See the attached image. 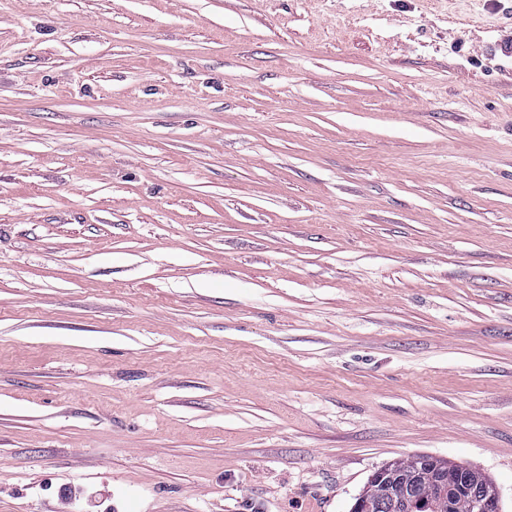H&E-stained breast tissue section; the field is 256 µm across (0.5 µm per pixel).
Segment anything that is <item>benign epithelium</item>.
<instances>
[{
	"label": "benign epithelium",
	"mask_w": 512,
	"mask_h": 512,
	"mask_svg": "<svg viewBox=\"0 0 512 512\" xmlns=\"http://www.w3.org/2000/svg\"><path fill=\"white\" fill-rule=\"evenodd\" d=\"M459 498L470 501L472 512H500L499 492L480 487L462 466L446 467L428 458L408 472L378 468L352 512H414L421 502L431 512H454Z\"/></svg>",
	"instance_id": "1"
}]
</instances>
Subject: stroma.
Here are the masks:
<instances>
[{
  "label": "stroma",
  "instance_id": "1",
  "mask_svg": "<svg viewBox=\"0 0 512 512\" xmlns=\"http://www.w3.org/2000/svg\"><path fill=\"white\" fill-rule=\"evenodd\" d=\"M512 0H0V512H512ZM414 469L401 472L380 467L356 498L352 512H413L426 502L431 512H454L455 501L467 498L473 512H498L499 492L480 487L488 480L474 469L471 475L462 466H442L434 459H423Z\"/></svg>",
  "mask_w": 512,
  "mask_h": 512
}]
</instances>
